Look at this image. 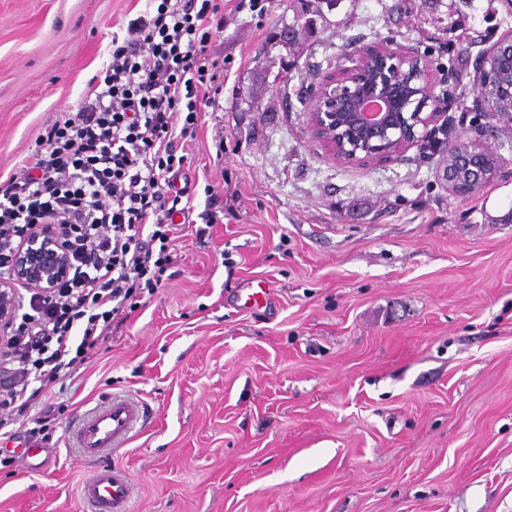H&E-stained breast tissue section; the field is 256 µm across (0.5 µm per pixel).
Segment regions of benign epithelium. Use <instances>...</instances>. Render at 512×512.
I'll list each match as a JSON object with an SVG mask.
<instances>
[{
    "label": "benign epithelium",
    "instance_id": "benign-epithelium-1",
    "mask_svg": "<svg viewBox=\"0 0 512 512\" xmlns=\"http://www.w3.org/2000/svg\"><path fill=\"white\" fill-rule=\"evenodd\" d=\"M354 65L339 75L323 76L309 112L313 137L325 142L341 165H358L388 159L397 150L417 145L423 138L447 127L448 92L422 56L384 47L351 51ZM508 61L512 67V33L499 39L480 59L476 87L481 105L489 101L492 85L489 63ZM429 112H424L425 108ZM446 180L454 192L469 196L492 180L504 159L481 143L470 144L460 135L447 142ZM12 280L0 285V314L13 309L14 285L37 283L46 293L69 273L65 248L50 226L15 253Z\"/></svg>",
    "mask_w": 512,
    "mask_h": 512
}]
</instances>
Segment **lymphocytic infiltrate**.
I'll use <instances>...</instances> for the list:
<instances>
[{
	"mask_svg": "<svg viewBox=\"0 0 512 512\" xmlns=\"http://www.w3.org/2000/svg\"><path fill=\"white\" fill-rule=\"evenodd\" d=\"M224 0H145L74 111L57 119L0 186V280L42 224L56 225L71 269L27 309L0 350V407L39 406L29 436L56 419L42 389L71 376L167 279L175 215H189L185 146L217 106L224 63L209 54Z\"/></svg>",
	"mask_w": 512,
	"mask_h": 512,
	"instance_id": "lymphocytic-infiltrate-1",
	"label": "lymphocytic infiltrate"
}]
</instances>
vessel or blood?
I'll return each instance as SVG.
<instances>
[{
  "instance_id": "1",
  "label": "vessel or blood",
  "mask_w": 512,
  "mask_h": 512,
  "mask_svg": "<svg viewBox=\"0 0 512 512\" xmlns=\"http://www.w3.org/2000/svg\"><path fill=\"white\" fill-rule=\"evenodd\" d=\"M146 418L139 401L121 395L83 415L72 435V441L85 458L123 447L141 428ZM86 512H127L132 494L125 473L105 469L85 482L80 490Z\"/></svg>"
}]
</instances>
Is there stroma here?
I'll return each instance as SVG.
<instances>
[{"instance_id":"1","label":"stroma","mask_w":512,"mask_h":512,"mask_svg":"<svg viewBox=\"0 0 512 512\" xmlns=\"http://www.w3.org/2000/svg\"><path fill=\"white\" fill-rule=\"evenodd\" d=\"M338 0L271 46L300 0H239L210 43L219 107L190 147L218 224L175 243L171 277L47 387L45 466L0 445V512H85L116 467L128 512H512V164L469 197L447 156L411 147L343 166L308 131L309 92L349 44L447 68L448 134L473 130L475 64L512 0ZM142 0H0V184L74 111ZM272 303L241 307L248 285ZM120 393L147 409L125 447L81 458L78 415Z\"/></svg>"}]
</instances>
